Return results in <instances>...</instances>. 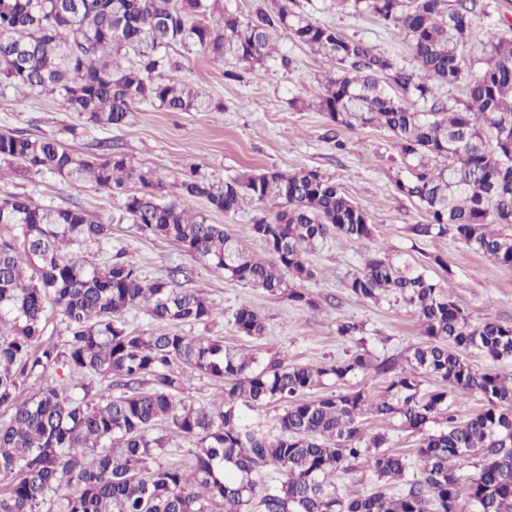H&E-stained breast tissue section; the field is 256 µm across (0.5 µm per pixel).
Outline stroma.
<instances>
[{"label": "stroma", "mask_w": 512, "mask_h": 512, "mask_svg": "<svg viewBox=\"0 0 512 512\" xmlns=\"http://www.w3.org/2000/svg\"><path fill=\"white\" fill-rule=\"evenodd\" d=\"M298 8L314 21L332 25L348 35L414 67L403 37L387 30L374 17L355 15L333 0H297ZM179 79L191 82L220 106L216 112H166L140 105L127 125L102 129L86 124L77 113L64 111L56 98L32 92L0 91V129L33 136H54L81 153L102 155L103 142L118 147L129 165L153 170L172 182L188 167L212 182L249 171L318 170L344 184L348 194L372 217L374 237L364 243L330 237L310 257L316 270L304 287L314 307H297L283 298L246 288L211 271L173 241L146 237L121 210L122 198L89 183H72L47 174L0 177V199L26 195L55 209L83 208L95 220L112 227V237L89 244L87 252L102 262L115 255L142 266L148 277L165 276L169 268L188 272L182 286L199 292L214 306L218 318L194 324L190 333L214 336L226 345L266 356L275 352L295 364L339 360L359 349L374 357L407 355L423 339L414 313L395 297L363 300L346 288L347 278L375 252L403 256L429 266L430 274L447 284L455 301L471 320H494L512 325V268L495 266L464 242L451 237L419 240L410 227L426 221L420 207L401 196L394 178L403 163L393 137L372 127L343 129L336 149L329 140V122L315 106L324 77L332 69L325 59L291 40L279 43V55L257 66L240 81L224 77L226 63L173 47ZM77 127L69 135L68 127ZM442 265H435V258ZM250 302L264 317L266 334L253 339L237 332L232 313ZM357 324L354 337L337 335L339 323Z\"/></svg>", "instance_id": "stroma-1"}]
</instances>
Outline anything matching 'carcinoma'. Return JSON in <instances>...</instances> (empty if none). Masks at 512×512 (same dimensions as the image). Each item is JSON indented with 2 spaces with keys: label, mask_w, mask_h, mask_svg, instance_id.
Returning <instances> with one entry per match:
<instances>
[{
  "label": "carcinoma",
  "mask_w": 512,
  "mask_h": 512,
  "mask_svg": "<svg viewBox=\"0 0 512 512\" xmlns=\"http://www.w3.org/2000/svg\"><path fill=\"white\" fill-rule=\"evenodd\" d=\"M218 0H0V87L56 95L70 112L101 128L126 124L149 103L166 112H209V97L166 78L179 44L243 70L272 57L281 38L334 62L315 106L332 126L379 127L405 163L395 189L417 203L427 223L419 239L452 236L512 268V236L489 230L512 224V39L486 24L485 40L464 73L473 22L490 17L484 0H342L407 41L417 69L401 65L362 38L320 24L273 0L246 17ZM461 89L455 105L436 96ZM425 110L412 108L410 99ZM102 157L80 154L57 138L0 131V174L47 173L124 191L122 210L146 236L178 243L205 267L296 306H316L301 284L313 279L309 255L328 238L373 237L369 213L343 184L319 171L237 174L213 183L191 176L171 187L135 169L114 146ZM238 211L245 199L275 202L249 227L272 259L256 258L238 237L186 206ZM112 227L83 209H52L31 198L0 200V512H512V380L479 372L468 357L512 359V325L473 324L448 289L408 259L375 253L346 282L354 296L377 302L393 294L418 317L427 340L406 357L292 364L263 361L181 327L214 320L211 303L179 287L180 267L148 280L119 257L82 255ZM145 312L155 332L130 328L125 315ZM63 317V343L44 339L49 311ZM238 332L265 336L248 302L232 313ZM66 375L49 379V371ZM219 387L211 405L184 395L187 378ZM358 375L385 376L375 392L347 386ZM436 386L426 387L423 378ZM32 394L21 397V388ZM478 393L484 407L464 420L448 401ZM281 408L275 428L246 423L245 412ZM396 420L421 434L415 468L386 432L364 417ZM441 418L443 427L424 433ZM190 462H159L178 440ZM369 463L370 492L340 490L339 472ZM472 464L474 471L463 467ZM419 470L413 475L411 471ZM401 491L390 493L394 484ZM65 494H60V491Z\"/></svg>",
  "instance_id": "carcinoma-1"
}]
</instances>
